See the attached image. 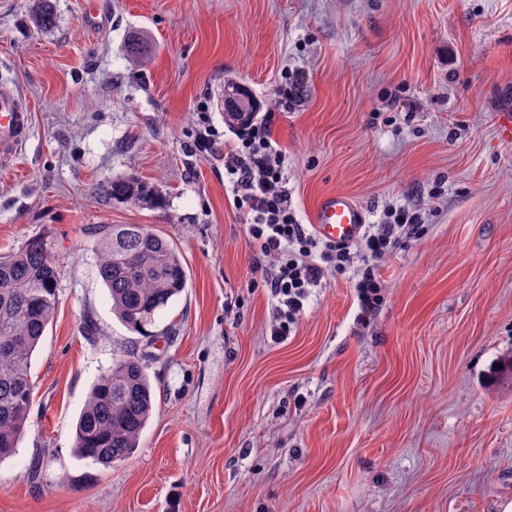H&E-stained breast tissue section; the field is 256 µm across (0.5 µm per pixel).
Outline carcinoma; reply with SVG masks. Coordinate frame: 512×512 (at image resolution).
<instances>
[{"label": "carcinoma", "mask_w": 512, "mask_h": 512, "mask_svg": "<svg viewBox=\"0 0 512 512\" xmlns=\"http://www.w3.org/2000/svg\"><path fill=\"white\" fill-rule=\"evenodd\" d=\"M50 0L34 14L44 30L54 26ZM134 63H148L144 44L125 47ZM225 117L231 126L251 123L257 106L239 85L224 86ZM108 202L157 209L161 191L135 177L114 179L97 190ZM98 274L109 290L112 310L134 332L144 333L159 311L180 295L187 275L179 252L143 224H114L97 240ZM61 268L46 240L34 238L0 254V462L15 454L33 401L31 359L51 323L59 296ZM153 410L144 360L134 354L116 359L93 385L75 427V452L109 468L135 453Z\"/></svg>", "instance_id": "cac0c4a2"}]
</instances>
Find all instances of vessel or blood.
I'll list each match as a JSON object with an SVG mask.
<instances>
[{
    "instance_id": "obj_1",
    "label": "vessel or blood",
    "mask_w": 512,
    "mask_h": 512,
    "mask_svg": "<svg viewBox=\"0 0 512 512\" xmlns=\"http://www.w3.org/2000/svg\"><path fill=\"white\" fill-rule=\"evenodd\" d=\"M32 127L29 103L11 83H0V160L13 158ZM368 222L366 210L351 195L322 196L312 214L315 235L327 242H355Z\"/></svg>"
}]
</instances>
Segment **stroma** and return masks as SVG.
I'll return each mask as SVG.
<instances>
[{
    "label": "stroma",
    "mask_w": 512,
    "mask_h": 512,
    "mask_svg": "<svg viewBox=\"0 0 512 512\" xmlns=\"http://www.w3.org/2000/svg\"><path fill=\"white\" fill-rule=\"evenodd\" d=\"M0 0V79L33 108L0 166V252L44 238L59 300L31 361L25 436L0 462V512H497L512 499V0ZM134 36L146 66L124 53ZM301 96L282 100L286 77ZM274 115L302 223L344 192L381 223L423 231L379 264L312 289L286 341L224 187L234 143L224 83ZM132 175L161 209L108 203ZM145 224L179 251L187 286L147 335L112 311L94 234ZM94 334H86L85 321ZM141 355L154 391L135 454L105 469L73 451L99 375ZM39 464V475L30 472Z\"/></svg>",
    "instance_id": "obj_1"
}]
</instances>
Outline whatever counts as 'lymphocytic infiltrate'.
Segmentation results:
<instances>
[{"mask_svg": "<svg viewBox=\"0 0 512 512\" xmlns=\"http://www.w3.org/2000/svg\"><path fill=\"white\" fill-rule=\"evenodd\" d=\"M204 149L224 153V176L237 217L246 228L255 263L267 259L275 262L265 279L276 301L270 330L273 342L287 339L310 289L320 287L329 273L346 269L358 255L364 258L356 282L362 311L369 315L377 309L382 298L378 263L415 229V214L394 209L383 223L366 225L355 243L324 242L300 223L282 187L285 155L272 138L269 122L242 127L232 147H219L216 134H207Z\"/></svg>", "mask_w": 512, "mask_h": 512, "instance_id": "obj_1", "label": "lymphocytic infiltrate"}]
</instances>
